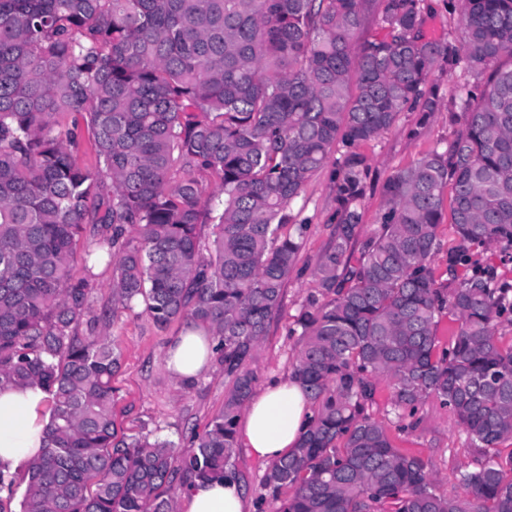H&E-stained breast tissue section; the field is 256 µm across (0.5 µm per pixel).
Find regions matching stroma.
Here are the masks:
<instances>
[{"label":"stroma","instance_id":"1","mask_svg":"<svg viewBox=\"0 0 512 512\" xmlns=\"http://www.w3.org/2000/svg\"><path fill=\"white\" fill-rule=\"evenodd\" d=\"M478 79L464 66L444 67L432 80L444 103L428 121L419 113L404 112L398 121L377 138L361 143L358 151L366 159L365 194L359 203L360 237L373 233L381 222L383 183L397 171L412 165L422 153L445 149L463 124L462 116L448 112V102L474 88ZM335 183L332 167L316 173L305 185L292 209L307 232L299 261L284 288L281 310L264 337L252 365L257 387L272 377H288L300 345L291 335L297 315L315 291L312 269L317 255L327 245L334 229ZM183 321L158 328L144 314L118 312L108 334L120 353L121 367L112 379L119 426L129 434L141 428L157 430L162 438L187 446L191 431H202L224 404V378L209 370L196 387L183 388L166 369L170 340L183 329ZM374 418L389 428L393 444L409 456L423 458L435 478V491L445 497L464 495L463 472L474 470L483 457L453 414L436 398H428L415 416L398 419L391 404L388 381H380L371 409ZM238 477L247 496V512H276L279 503L262 485L267 465L238 450Z\"/></svg>","mask_w":512,"mask_h":512}]
</instances>
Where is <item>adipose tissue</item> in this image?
I'll return each instance as SVG.
<instances>
[{
    "instance_id": "1",
    "label": "adipose tissue",
    "mask_w": 512,
    "mask_h": 512,
    "mask_svg": "<svg viewBox=\"0 0 512 512\" xmlns=\"http://www.w3.org/2000/svg\"><path fill=\"white\" fill-rule=\"evenodd\" d=\"M207 336L184 329L171 341L166 368L177 380L206 373L210 366ZM312 403L291 379H275L249 399L237 421V437L248 455L269 462L296 447ZM53 411L38 384L0 388V463L23 470L46 446ZM244 490L239 481H200L183 494L181 512H245Z\"/></svg>"
}]
</instances>
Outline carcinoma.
Listing matches in <instances>:
<instances>
[{
	"label": "carcinoma",
	"mask_w": 512,
	"mask_h": 512,
	"mask_svg": "<svg viewBox=\"0 0 512 512\" xmlns=\"http://www.w3.org/2000/svg\"><path fill=\"white\" fill-rule=\"evenodd\" d=\"M429 8L0 0V387L37 383L53 407L47 448L23 472L0 464V512L21 484L19 512H177L193 483L235 476L250 365L302 245L292 203L340 145L336 226L290 373L313 414L265 487L292 490L278 512H512V452L445 498L428 463L368 413L385 378L397 411L434 397L477 447L512 440V347L497 336L512 283L474 254L512 247V0H457V43L425 37ZM369 17L384 34L358 42ZM441 62L476 72L482 89L460 98L446 150L386 180L380 227L360 242L355 148L403 112L439 111L428 82ZM81 124L94 170L77 161ZM448 186L457 244L445 290L430 260ZM86 232L89 261L112 264V310L140 306L159 328L181 319L213 338L224 406L187 448L118 432L120 353L98 332L111 317L72 271ZM445 310L457 327L438 355Z\"/></svg>",
	"instance_id": "1"
}]
</instances>
